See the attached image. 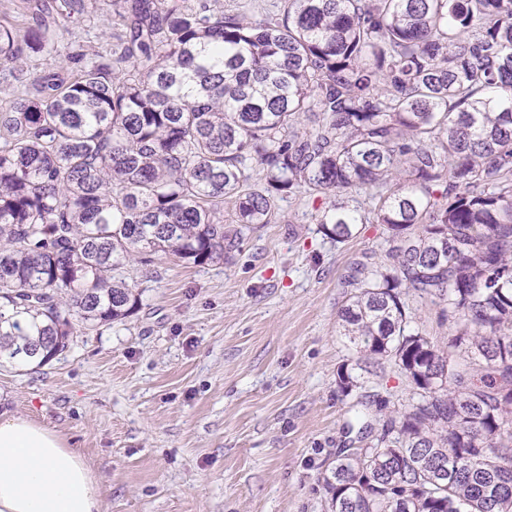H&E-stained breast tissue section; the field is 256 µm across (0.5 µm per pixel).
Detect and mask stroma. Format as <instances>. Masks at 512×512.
Here are the masks:
<instances>
[{
	"mask_svg": "<svg viewBox=\"0 0 512 512\" xmlns=\"http://www.w3.org/2000/svg\"><path fill=\"white\" fill-rule=\"evenodd\" d=\"M277 212L222 263H129L131 316L44 365L0 366V409L78 448L106 512H327L325 469L363 445L336 385L356 358L338 319L343 279L384 249L383 227L360 225L336 246L310 202L286 196ZM366 379L373 414L409 393L390 363Z\"/></svg>",
	"mask_w": 512,
	"mask_h": 512,
	"instance_id": "1",
	"label": "stroma"
}]
</instances>
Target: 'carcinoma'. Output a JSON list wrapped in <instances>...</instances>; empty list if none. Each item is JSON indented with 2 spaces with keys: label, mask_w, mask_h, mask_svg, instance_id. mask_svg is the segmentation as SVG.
<instances>
[{
  "label": "carcinoma",
  "mask_w": 512,
  "mask_h": 512,
  "mask_svg": "<svg viewBox=\"0 0 512 512\" xmlns=\"http://www.w3.org/2000/svg\"><path fill=\"white\" fill-rule=\"evenodd\" d=\"M82 24L88 50L60 49ZM365 193L367 202L358 199ZM326 202L357 371L408 403L323 477L329 512H512V0H17L0 17V365L44 364L130 316L158 253L203 264ZM231 224H224V207ZM444 304L438 345L412 302ZM381 424L378 433L373 422ZM279 0H224V9L240 6V10L249 18H259L262 14L274 10V6L279 3ZM250 3L248 7L241 8V6ZM370 369L373 370L371 373L364 371L359 372H361L365 380L368 381L365 383L366 391L378 394V397L375 396L374 400H385L387 403V408H384L383 411H381L382 413L378 411L379 408L375 401L368 405V412L372 415L380 416L386 412L388 413L394 406L397 407L399 403L405 401L406 397H408L409 387L404 376H402L397 367L391 363H386L385 367L381 370Z\"/></svg>",
  "instance_id": "obj_1"
}]
</instances>
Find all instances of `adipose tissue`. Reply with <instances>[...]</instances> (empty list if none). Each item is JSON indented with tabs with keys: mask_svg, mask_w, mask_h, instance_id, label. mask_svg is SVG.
I'll return each mask as SVG.
<instances>
[{
	"mask_svg": "<svg viewBox=\"0 0 512 512\" xmlns=\"http://www.w3.org/2000/svg\"><path fill=\"white\" fill-rule=\"evenodd\" d=\"M0 512H103L101 484L50 427L0 412Z\"/></svg>",
	"mask_w": 512,
	"mask_h": 512,
	"instance_id": "1",
	"label": "adipose tissue"
}]
</instances>
